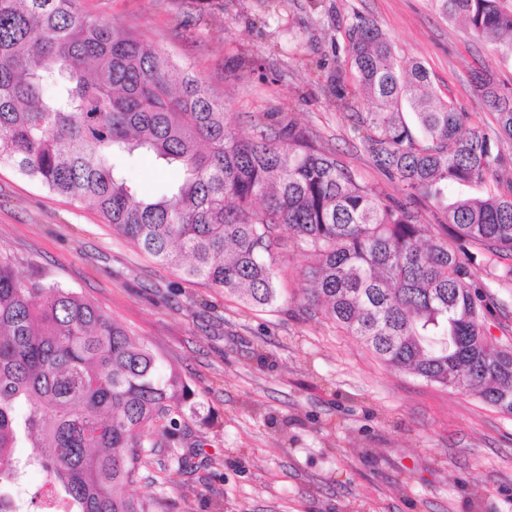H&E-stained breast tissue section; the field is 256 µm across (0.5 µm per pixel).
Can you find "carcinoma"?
I'll return each instance as SVG.
<instances>
[{"instance_id": "cac0c4a2", "label": "carcinoma", "mask_w": 512, "mask_h": 512, "mask_svg": "<svg viewBox=\"0 0 512 512\" xmlns=\"http://www.w3.org/2000/svg\"><path fill=\"white\" fill-rule=\"evenodd\" d=\"M76 2L0 0V163L96 209L157 264L253 307L278 299L286 225L312 256L307 307L387 364L512 414V349L486 340L470 273L479 256L512 257V189L448 199L512 167L499 149L512 140V90L475 76L496 126L472 127L425 66L402 68L377 24L358 18L346 50L375 109L351 119L374 166L403 187L389 200L284 114L263 113L239 137L198 77ZM438 3L512 58L509 0ZM143 157L174 182L151 193L129 180L127 162ZM418 198L435 223L412 209ZM184 390L103 311L56 283L22 282L0 252V489L32 466L66 512H162L126 486L160 421L177 460L166 482L188 472Z\"/></svg>"}]
</instances>
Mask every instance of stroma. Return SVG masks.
Returning <instances> with one entry per match:
<instances>
[{
	"mask_svg": "<svg viewBox=\"0 0 512 512\" xmlns=\"http://www.w3.org/2000/svg\"><path fill=\"white\" fill-rule=\"evenodd\" d=\"M78 0L80 11L156 45L224 100L240 136L259 112H290L363 181L403 194L373 164L351 113L358 92L345 31L374 21L402 66L419 62L437 93L494 124L475 73L512 89V59L444 18L435 0ZM343 73V99L329 86ZM276 265L281 296L257 310L184 281L92 209L0 165V250L27 282L71 289L125 326L189 386L194 413L175 466L162 434L132 496L163 512H512V415L379 359L298 297L310 258L293 245ZM488 340L512 348V285L477 264Z\"/></svg>",
	"mask_w": 512,
	"mask_h": 512,
	"instance_id": "1",
	"label": "stroma"
}]
</instances>
